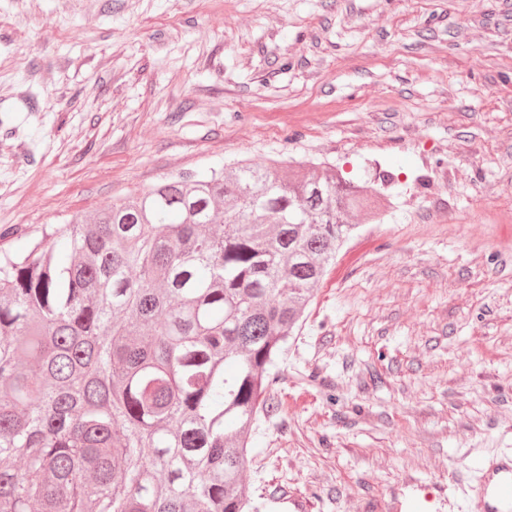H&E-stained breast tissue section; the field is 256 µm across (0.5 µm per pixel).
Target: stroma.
Returning a JSON list of instances; mask_svg holds the SVG:
<instances>
[{
    "mask_svg": "<svg viewBox=\"0 0 512 512\" xmlns=\"http://www.w3.org/2000/svg\"><path fill=\"white\" fill-rule=\"evenodd\" d=\"M383 182L251 435L268 512H469L512 452V0H0V247L185 172Z\"/></svg>",
    "mask_w": 512,
    "mask_h": 512,
    "instance_id": "35a3bbf8",
    "label": "stroma"
}]
</instances>
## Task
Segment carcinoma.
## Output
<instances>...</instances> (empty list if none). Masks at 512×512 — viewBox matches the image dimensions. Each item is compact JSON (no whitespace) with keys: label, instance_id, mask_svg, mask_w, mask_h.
<instances>
[{"label":"carcinoma","instance_id":"cac0c4a2","mask_svg":"<svg viewBox=\"0 0 512 512\" xmlns=\"http://www.w3.org/2000/svg\"><path fill=\"white\" fill-rule=\"evenodd\" d=\"M384 208L331 168L238 162L0 250V512H262L273 369Z\"/></svg>","mask_w":512,"mask_h":512}]
</instances>
